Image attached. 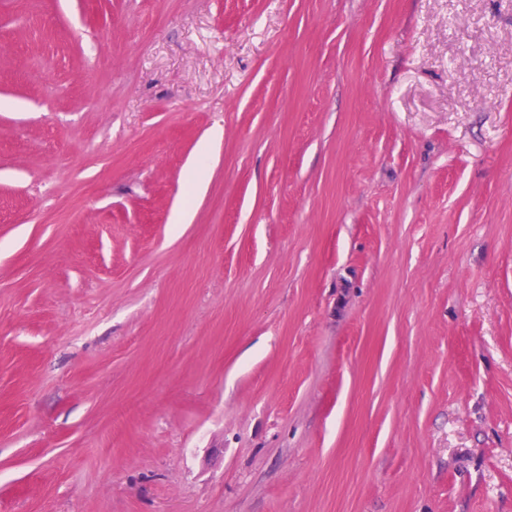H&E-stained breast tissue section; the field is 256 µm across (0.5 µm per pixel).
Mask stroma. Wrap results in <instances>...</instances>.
<instances>
[{
  "label": "stroma",
  "instance_id": "obj_1",
  "mask_svg": "<svg viewBox=\"0 0 512 512\" xmlns=\"http://www.w3.org/2000/svg\"><path fill=\"white\" fill-rule=\"evenodd\" d=\"M0 245V512H512V0H0ZM222 137V129L218 127L214 128L202 143L198 159L194 160L191 165L193 192L195 196H200L205 188V163L209 159L213 147L222 140Z\"/></svg>",
  "mask_w": 512,
  "mask_h": 512
}]
</instances>
